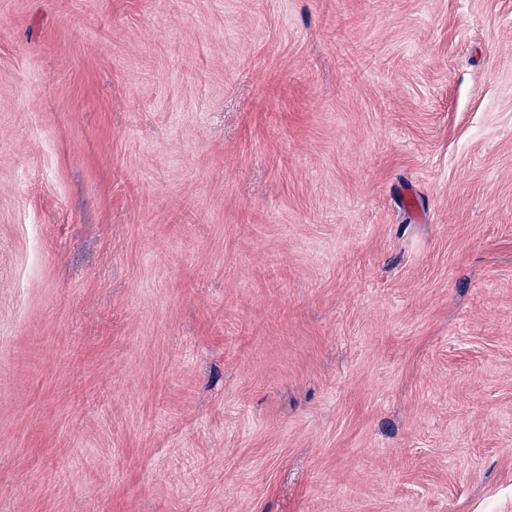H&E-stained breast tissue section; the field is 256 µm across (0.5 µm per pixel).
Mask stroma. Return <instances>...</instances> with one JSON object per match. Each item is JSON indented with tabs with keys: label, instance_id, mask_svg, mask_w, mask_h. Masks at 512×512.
I'll use <instances>...</instances> for the list:
<instances>
[{
	"label": "stroma",
	"instance_id": "obj_1",
	"mask_svg": "<svg viewBox=\"0 0 512 512\" xmlns=\"http://www.w3.org/2000/svg\"><path fill=\"white\" fill-rule=\"evenodd\" d=\"M0 512H512V0H0Z\"/></svg>",
	"mask_w": 512,
	"mask_h": 512
}]
</instances>
